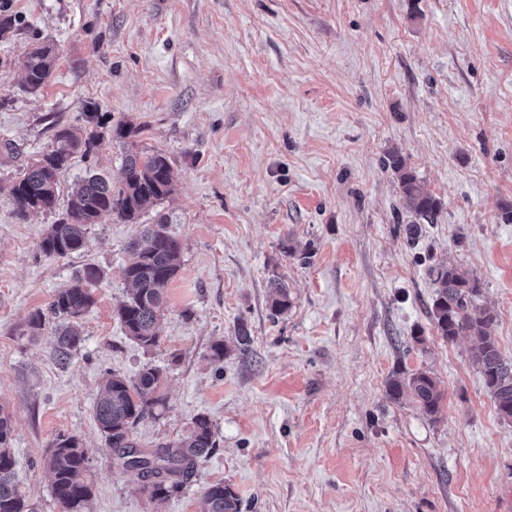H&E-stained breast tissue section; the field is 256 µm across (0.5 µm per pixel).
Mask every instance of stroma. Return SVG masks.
I'll list each match as a JSON object with an SVG mask.
<instances>
[{"label":"stroma","instance_id":"1","mask_svg":"<svg viewBox=\"0 0 512 512\" xmlns=\"http://www.w3.org/2000/svg\"><path fill=\"white\" fill-rule=\"evenodd\" d=\"M0 405L12 416L14 481L35 512H62L43 459L61 435L90 461L89 512H198L224 482L240 512H512V422L500 419L474 341L438 336L432 269L477 277L479 306L512 361V0H0ZM52 43L49 82L22 61ZM138 129L165 152L174 194L139 223L105 217L82 252L38 250L49 212L18 218L9 188L84 115ZM399 152L442 209L415 246ZM168 216L182 244L159 344L130 340L117 308L128 243ZM105 273L67 363L47 311L86 264ZM286 285L291 307L270 297ZM251 343L235 348L239 326ZM230 350L209 360L211 345ZM166 373L167 411L139 447L184 435L199 415L219 446L180 493L155 501L117 466L94 420L110 372ZM429 371L437 419L387 390ZM56 49L47 41L35 42L25 57L24 88L29 93L40 91L48 81L56 63Z\"/></svg>","mask_w":512,"mask_h":512}]
</instances>
